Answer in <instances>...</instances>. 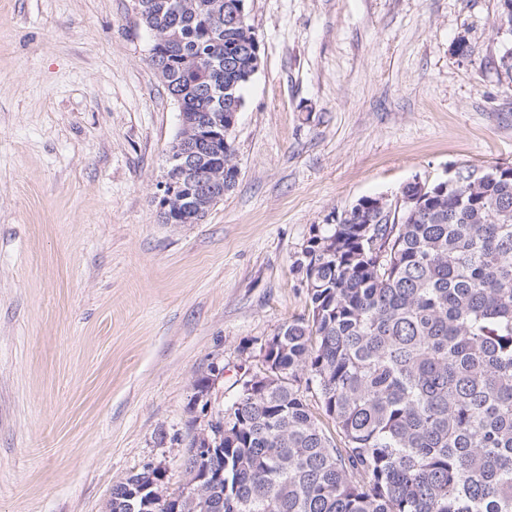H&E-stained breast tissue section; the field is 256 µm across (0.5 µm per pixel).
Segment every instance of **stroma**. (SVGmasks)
<instances>
[{"label":"stroma","instance_id":"stroma-1","mask_svg":"<svg viewBox=\"0 0 512 512\" xmlns=\"http://www.w3.org/2000/svg\"><path fill=\"white\" fill-rule=\"evenodd\" d=\"M246 8L237 182L202 223L164 224L179 112L134 0H0V512H106L148 463L182 486L195 380L223 369L224 407L308 317L313 225L512 165L500 0Z\"/></svg>","mask_w":512,"mask_h":512}]
</instances>
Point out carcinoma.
<instances>
[{
    "instance_id": "obj_1",
    "label": "carcinoma",
    "mask_w": 512,
    "mask_h": 512,
    "mask_svg": "<svg viewBox=\"0 0 512 512\" xmlns=\"http://www.w3.org/2000/svg\"><path fill=\"white\" fill-rule=\"evenodd\" d=\"M135 4L179 133L191 138L198 116L224 122V90L244 99L253 68L243 45L258 42L232 22L237 0ZM214 152L229 191L231 140ZM489 173L408 185L416 214L382 215L369 196L313 225L299 258L309 317L279 328L267 372L217 410L222 484L202 481L213 461L197 455L191 418L185 482L224 512H512V166ZM162 475L147 464L113 486L106 512H127L128 489Z\"/></svg>"
}]
</instances>
